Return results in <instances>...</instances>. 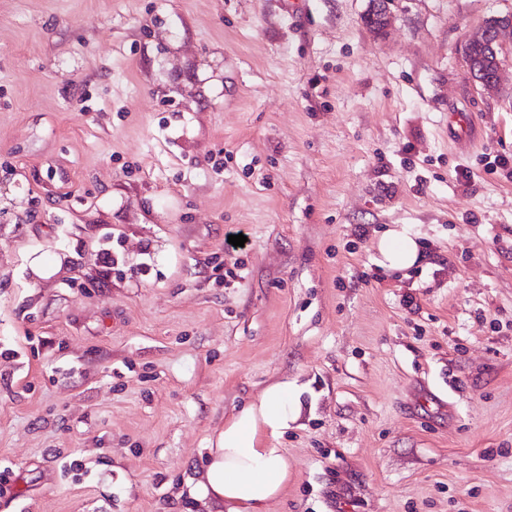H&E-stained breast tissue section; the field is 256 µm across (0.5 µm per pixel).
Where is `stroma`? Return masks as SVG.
Returning <instances> with one entry per match:
<instances>
[{
	"instance_id": "35a3bbf8",
	"label": "stroma",
	"mask_w": 512,
	"mask_h": 512,
	"mask_svg": "<svg viewBox=\"0 0 512 512\" xmlns=\"http://www.w3.org/2000/svg\"><path fill=\"white\" fill-rule=\"evenodd\" d=\"M367 6L0 0V512H188L280 381L269 512H512V0ZM387 0H368V7L363 15V23L371 32L382 35L391 24V13L388 8ZM371 19L375 23L366 24V20ZM506 35L512 38V14L492 18L484 22L478 31L467 40L463 47V52L468 61L474 81L478 82L487 93H497L501 87L502 60L500 58V52L502 49V41ZM474 45L483 46L487 49L486 55L491 56L488 58L493 59L495 62L494 75V69L491 71L489 66H482L484 77L489 78L491 76L489 79L480 77L482 72L476 74V69L480 68V64L470 55L468 50H465L467 47ZM381 253L387 265L393 268L411 265L419 257L416 243L402 236H391L385 239Z\"/></svg>"
}]
</instances>
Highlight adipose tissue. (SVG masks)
Masks as SVG:
<instances>
[{
  "label": "adipose tissue",
  "instance_id": "adipose-tissue-1",
  "mask_svg": "<svg viewBox=\"0 0 512 512\" xmlns=\"http://www.w3.org/2000/svg\"><path fill=\"white\" fill-rule=\"evenodd\" d=\"M297 415L287 384L275 383L228 418L189 482L195 512H267L290 470L286 449L275 441Z\"/></svg>",
  "mask_w": 512,
  "mask_h": 512
}]
</instances>
